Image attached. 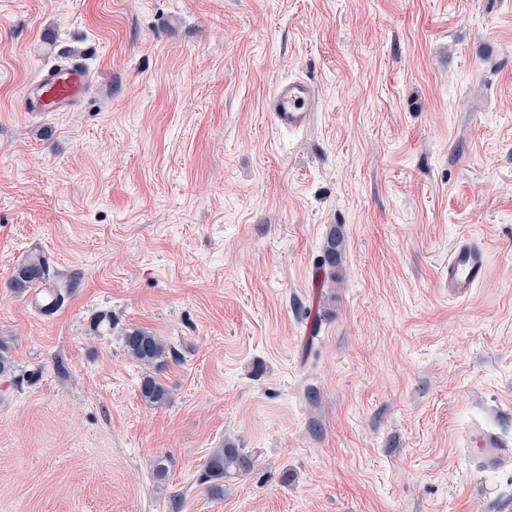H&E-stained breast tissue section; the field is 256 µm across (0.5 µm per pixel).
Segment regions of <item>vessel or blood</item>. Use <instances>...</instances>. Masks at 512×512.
<instances>
[{"label":"vessel or blood","mask_w":512,"mask_h":512,"mask_svg":"<svg viewBox=\"0 0 512 512\" xmlns=\"http://www.w3.org/2000/svg\"><path fill=\"white\" fill-rule=\"evenodd\" d=\"M92 90V79L82 57L62 53L29 82L20 98L22 111L36 115L68 112L79 106ZM317 101L316 89L308 81L294 78L276 84L266 100V116L279 131L307 127ZM488 268L487 253L480 241L462 239L448 254V295L467 297ZM458 446L469 466L477 472H512V435L469 422L458 438Z\"/></svg>","instance_id":"1"}]
</instances>
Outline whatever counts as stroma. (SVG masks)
<instances>
[{
	"label": "stroma",
	"mask_w": 512,
	"mask_h": 512,
	"mask_svg": "<svg viewBox=\"0 0 512 512\" xmlns=\"http://www.w3.org/2000/svg\"><path fill=\"white\" fill-rule=\"evenodd\" d=\"M61 50L91 94L18 110ZM293 78L314 120L279 132ZM464 237L488 271L457 301ZM32 254L48 315L6 286ZM0 351V512H512L456 446L512 434V0H0ZM228 440L253 465L214 496ZM316 101L310 82L301 78L281 81L269 93L265 113L276 130H300L310 124ZM342 236L339 232L334 229L327 240V246L325 248L324 265L319 267V271H324L325 275L329 269L328 278L332 281H336L335 268L339 264L341 258V247H342ZM488 268L487 253L480 241L462 239L448 254V296L467 297L481 281ZM123 346L126 354L134 361L150 368L141 379L139 393L142 400L155 407H162L171 401V390L157 377L164 364L170 347L156 333L146 327H130L123 332Z\"/></svg>",
	"instance_id": "obj_1"
}]
</instances>
